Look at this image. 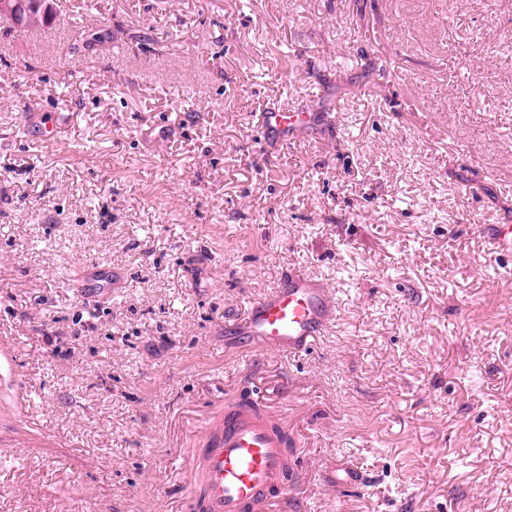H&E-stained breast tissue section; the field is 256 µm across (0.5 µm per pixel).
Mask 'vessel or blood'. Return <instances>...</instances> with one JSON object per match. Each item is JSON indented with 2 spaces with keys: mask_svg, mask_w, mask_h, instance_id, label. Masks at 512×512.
Returning <instances> with one entry per match:
<instances>
[{
  "mask_svg": "<svg viewBox=\"0 0 512 512\" xmlns=\"http://www.w3.org/2000/svg\"><path fill=\"white\" fill-rule=\"evenodd\" d=\"M278 110L263 113L261 126L270 134L309 123ZM490 254L512 252V225L496 224L486 235ZM336 317L327 288L300 271L286 273L279 286L250 303L236 328L244 351L257 349L291 352L307 348ZM280 433L270 419L256 412L253 402L240 401L225 408L206 432L195 457L202 474L191 488L194 512H262L288 497V458Z\"/></svg>",
  "mask_w": 512,
  "mask_h": 512,
  "instance_id": "vessel-or-blood-1",
  "label": "vessel or blood"
}]
</instances>
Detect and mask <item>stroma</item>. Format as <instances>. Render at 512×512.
<instances>
[{"instance_id": "obj_1", "label": "stroma", "mask_w": 512, "mask_h": 512, "mask_svg": "<svg viewBox=\"0 0 512 512\" xmlns=\"http://www.w3.org/2000/svg\"><path fill=\"white\" fill-rule=\"evenodd\" d=\"M315 103L288 145L263 134L269 107ZM491 224H512V0L0 20V512H190L189 451L238 398L305 457L286 512H512ZM290 270L336 320L306 351L240 352L236 319Z\"/></svg>"}]
</instances>
